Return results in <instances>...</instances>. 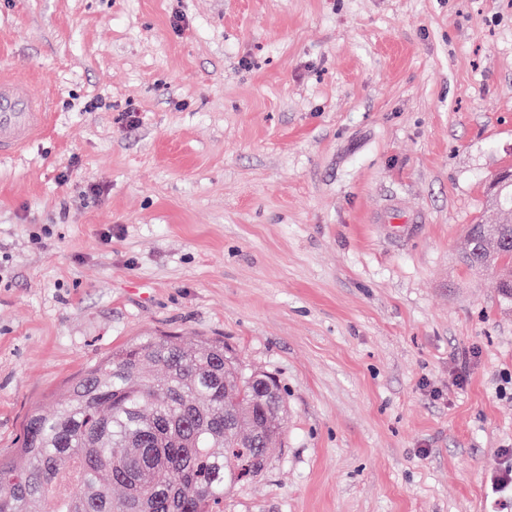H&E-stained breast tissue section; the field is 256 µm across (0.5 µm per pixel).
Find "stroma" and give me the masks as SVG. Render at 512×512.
I'll use <instances>...</instances> for the list:
<instances>
[{"mask_svg":"<svg viewBox=\"0 0 512 512\" xmlns=\"http://www.w3.org/2000/svg\"><path fill=\"white\" fill-rule=\"evenodd\" d=\"M2 67L54 108L0 160V451L133 338L219 339L288 403L224 512H512V301L460 259L512 0H0ZM503 462L492 481V491L496 494H508L512 497V457L509 451L504 450Z\"/></svg>","mask_w":512,"mask_h":512,"instance_id":"1","label":"stroma"}]
</instances>
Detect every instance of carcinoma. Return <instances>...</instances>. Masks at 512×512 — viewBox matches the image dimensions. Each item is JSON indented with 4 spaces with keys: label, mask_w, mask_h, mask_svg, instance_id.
<instances>
[{
    "label": "carcinoma",
    "mask_w": 512,
    "mask_h": 512,
    "mask_svg": "<svg viewBox=\"0 0 512 512\" xmlns=\"http://www.w3.org/2000/svg\"><path fill=\"white\" fill-rule=\"evenodd\" d=\"M496 224L470 225L463 262L496 270L512 244V200ZM288 404L220 340L146 334L74 379L52 414L31 413L21 447L0 454V512H220L224 495L263 475ZM81 460L82 491L55 476Z\"/></svg>",
    "instance_id": "obj_1"
}]
</instances>
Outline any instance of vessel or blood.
<instances>
[{
    "label": "vessel or blood",
    "mask_w": 512,
    "mask_h": 512,
    "mask_svg": "<svg viewBox=\"0 0 512 512\" xmlns=\"http://www.w3.org/2000/svg\"><path fill=\"white\" fill-rule=\"evenodd\" d=\"M52 98L32 78L0 73V157L22 154L48 125Z\"/></svg>",
    "instance_id": "b4317fda"
}]
</instances>
